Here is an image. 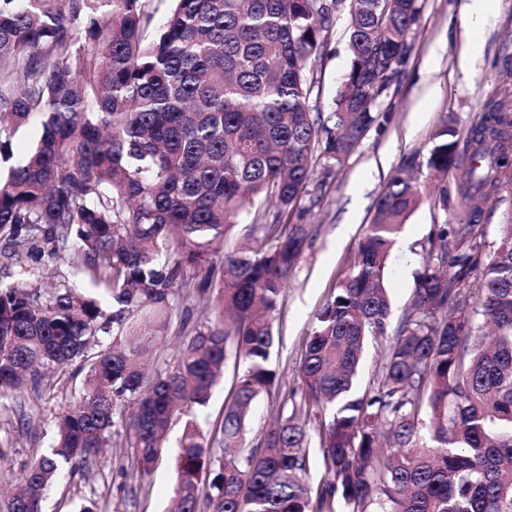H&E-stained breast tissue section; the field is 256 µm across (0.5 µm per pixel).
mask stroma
<instances>
[{"label": "stroma", "instance_id": "35a3bbf8", "mask_svg": "<svg viewBox=\"0 0 512 512\" xmlns=\"http://www.w3.org/2000/svg\"><path fill=\"white\" fill-rule=\"evenodd\" d=\"M464 0H426L422 16L409 34L412 54L405 73L380 105L382 120L359 146L334 169L316 165L301 208L291 223L310 229L303 256L293 270L284 305L274 326L275 344L269 367L276 373L282 395L300 392L301 345L329 290L353 264L359 243L371 221L374 204L390 176L414 160L423 198L408 218L391 251L386 286L392 302V322H399L416 298L417 278L440 225L458 223L461 207L449 198L447 207L434 205L435 179L425 166L432 136L443 120H451L458 135L469 128L492 100L512 96V69L501 58L512 57V0H488L490 22L474 31L463 20ZM349 16H333L332 35L318 65L319 83L312 104L329 112L349 66ZM480 52L467 58L471 43ZM188 291L174 287V307L164 329L154 336L156 355L151 372L167 371L182 347L183 320L199 324L207 314ZM78 382L55 376L51 391L33 396L16 393L8 409L0 408V438L10 441L0 460V501H6L23 469L48 450L55 415L77 394ZM39 407V421L26 419ZM185 416H175L150 476L140 480L132 471L133 451L123 447V428L114 426L109 444L90 468H78L46 495L45 512H79L84 505L105 512H170L175 463Z\"/></svg>", "mask_w": 512, "mask_h": 512}]
</instances>
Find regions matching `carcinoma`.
<instances>
[{"mask_svg": "<svg viewBox=\"0 0 512 512\" xmlns=\"http://www.w3.org/2000/svg\"><path fill=\"white\" fill-rule=\"evenodd\" d=\"M348 2L350 64L327 114L314 110L318 63ZM152 0H0V158L20 130L42 127L25 161L0 178L3 255L69 257L112 298L98 300L16 263L0 281V402L39 396L55 374L88 366L55 420L51 447L23 470L10 512H43L66 464L97 456L117 422L137 472L151 474L173 416L204 406L233 356L246 369L213 439L186 422L176 463L178 512H512V217L495 248L472 240L481 204L512 174V103L502 98L466 136L454 182L463 252L448 270V228L431 240L418 304L388 335V259L419 188L400 170L378 197L349 272L330 290L302 345L300 403L280 398L267 366L273 320L309 237L288 223L314 164L341 163L379 120L404 72L424 0H171L153 29ZM455 129L433 136L427 168L458 166ZM270 246L226 254L245 204ZM480 271L476 288L468 275ZM195 280L208 322L184 332L167 372H144L173 285ZM381 369L363 393L368 340ZM268 396L278 420L247 453L251 408ZM291 413H286L287 405ZM315 410L324 478L310 485Z\"/></svg>", "mask_w": 512, "mask_h": 512, "instance_id": "obj_1", "label": "carcinoma"}]
</instances>
